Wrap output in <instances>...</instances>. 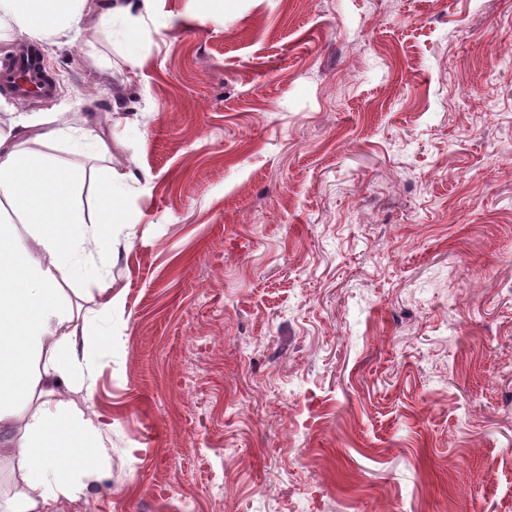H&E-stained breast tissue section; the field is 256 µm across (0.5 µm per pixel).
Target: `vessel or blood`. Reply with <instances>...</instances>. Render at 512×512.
Segmentation results:
<instances>
[{"mask_svg":"<svg viewBox=\"0 0 512 512\" xmlns=\"http://www.w3.org/2000/svg\"><path fill=\"white\" fill-rule=\"evenodd\" d=\"M55 89V80L35 46H23L0 67V92L18 101L30 103L52 95Z\"/></svg>","mask_w":512,"mask_h":512,"instance_id":"vessel-or-blood-1","label":"vessel or blood"}]
</instances>
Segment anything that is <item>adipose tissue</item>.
<instances>
[{
    "instance_id": "obj_1",
    "label": "adipose tissue",
    "mask_w": 512,
    "mask_h": 512,
    "mask_svg": "<svg viewBox=\"0 0 512 512\" xmlns=\"http://www.w3.org/2000/svg\"><path fill=\"white\" fill-rule=\"evenodd\" d=\"M157 0H0V31L36 38L66 36L87 13L123 43V59L139 62L137 35ZM80 135L85 148L106 160L86 169L46 153V146ZM112 145L79 118H49L33 127L18 116L0 132V215L11 212L29 243L16 247L0 231V459L15 462L21 489L0 512H63L82 488L75 470L80 449L96 447L103 425L74 400L76 387L92 390L98 350L80 344L79 326L61 280L100 281L95 305L112 313L122 302L101 270L112 241L102 233L123 220L121 199L136 176L111 167ZM97 187L99 215L86 220L78 204L85 184Z\"/></svg>"
}]
</instances>
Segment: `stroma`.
I'll use <instances>...</instances> for the list:
<instances>
[{"mask_svg":"<svg viewBox=\"0 0 512 512\" xmlns=\"http://www.w3.org/2000/svg\"><path fill=\"white\" fill-rule=\"evenodd\" d=\"M135 171L65 512H512V0H159L41 41Z\"/></svg>","mask_w":512,"mask_h":512,"instance_id":"35a3bbf8","label":"stroma"}]
</instances>
